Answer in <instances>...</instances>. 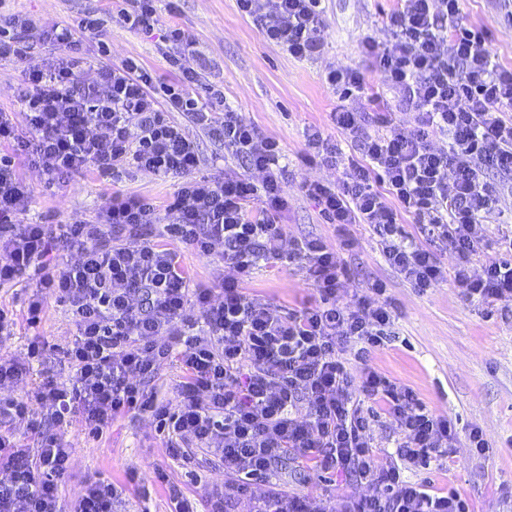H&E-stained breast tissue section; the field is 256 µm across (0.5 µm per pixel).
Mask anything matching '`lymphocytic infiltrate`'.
<instances>
[{"instance_id": "1", "label": "lymphocytic infiltrate", "mask_w": 512, "mask_h": 512, "mask_svg": "<svg viewBox=\"0 0 512 512\" xmlns=\"http://www.w3.org/2000/svg\"><path fill=\"white\" fill-rule=\"evenodd\" d=\"M322 0H237L260 23L267 41L294 58L316 53L323 39ZM388 35L366 37L373 69L395 94V105L359 108L369 97L363 72L337 67L324 81L340 104L330 117L346 139L318 129L306 133L305 158L335 167L336 182L305 181L300 191L335 225L338 247L312 238L284 242L280 143L227 106L223 88L202 85L181 53H165L179 75L155 85L128 59L99 68V86L81 87L75 47L100 33L87 13L41 36L58 50L47 67L26 73L17 112L0 110V285L36 279L27 308L36 325L48 300L66 304L76 328L65 351L69 383L45 377L30 399L0 398V422L37 425L34 405L47 407L59 427L81 421L98 434L128 411L148 413L167 434L173 459L193 449L218 456L226 479L208 492L206 512H331L327 500L291 495L273 483L285 456L324 473L359 478L371 494L346 498L342 512H469L454 492H429L402 479L397 466H376L366 437L370 415L362 401L383 403L400 436L401 461L425 467L448 456L455 434L449 420L430 413L408 387L370 366L351 373L346 352L381 346L394 326L383 282L353 302L337 299L344 273L341 251L354 246V224L368 225L385 261L413 288L427 291L454 280L468 300L491 306L512 296V238L489 227L512 199V68L498 63L485 29L467 26L459 0H400ZM203 94H196V87ZM179 112L224 144L237 168L195 177L197 146L168 119ZM438 136L447 148L433 147ZM27 155L47 187L92 168H127L178 180L166 211L144 198L117 197L97 221L24 223L28 192L14 171ZM264 171L255 184L249 170ZM422 224L429 245L404 236L400 222ZM158 224L199 254L224 247L222 299L194 288L175 253L142 236ZM77 250V262L50 258L56 247ZM455 258L454 266L442 254ZM483 273H471L474 260ZM305 270L320 301L284 313L246 287L260 264ZM177 359L183 372L176 405L158 401L146 382L161 362ZM71 451L40 432L36 452L0 434V512H112L119 495L111 481H88L63 509L59 488ZM268 490L253 496L255 481Z\"/></svg>"}]
</instances>
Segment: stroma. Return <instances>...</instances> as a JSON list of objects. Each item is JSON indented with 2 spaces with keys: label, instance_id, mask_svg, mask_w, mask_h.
<instances>
[{
  "label": "stroma",
  "instance_id": "obj_1",
  "mask_svg": "<svg viewBox=\"0 0 512 512\" xmlns=\"http://www.w3.org/2000/svg\"><path fill=\"white\" fill-rule=\"evenodd\" d=\"M323 5V47L310 60L296 59L286 48L267 41L260 25L239 12L236 0H159L154 29L148 33L123 23L119 15L123 0H0V14L25 15L48 29L73 23L84 12H98L100 40H82L77 49L83 61L81 79L91 86L103 62L118 64L128 58L136 59L157 81L175 82L177 76L163 57L167 45L162 36L174 26L184 30L202 82L223 86L227 104L280 143L282 188L288 197L280 222L286 240L318 238L333 246L335 225L323 221L318 206L299 192L297 184L304 179L333 183L337 173L305 162V133L314 126L334 141L343 139L330 122L338 99L324 81L329 69L362 71L373 88L383 90L384 101H391V93L383 89V76L371 69L362 41L369 35L383 38L397 0H324ZM459 7L466 24L489 31L498 62L512 67V14L499 0H460ZM27 44L24 59L0 60L2 109H16V95L28 69L45 66L55 54L54 46L38 37L29 38ZM171 119L197 146L198 175L222 172L223 144L181 113H172ZM16 175L31 197L24 219L40 224L97 220L117 195L142 197L162 206L176 189L175 180L147 171L131 170L112 178L89 169L66 177L61 188H49L39 169L25 159L17 163ZM351 233L356 244L342 254L345 272L338 300L348 302L380 280L386 283L394 307V334L384 347L369 354V366L412 388L429 411L455 427V446L449 456L426 469L401 465L403 479L437 492L455 491L468 501L472 512H512V297L502 298L490 309L466 301L451 280L419 292L386 263L368 226L353 225ZM165 245L179 256L193 287H218L224 277L222 246L200 255L173 238L166 239ZM248 291L285 311L318 300L305 273L293 265L259 267ZM27 295L24 286H0V309L16 323L13 335L0 338V356L28 368L22 382L0 390L5 397H30L45 375L60 383L71 375L65 350L75 328L66 308L48 301L40 324L31 328L26 323ZM35 335L48 342L38 359L27 354ZM370 408L375 418L367 436L375 448V462H396L399 435L380 403H371ZM475 429L489 444L485 454L474 453L470 446ZM58 433L72 450L69 474L60 490L67 506L92 478L122 487L117 512H171L168 483L177 484L190 501L201 502L209 488L224 481L223 463L201 451H194L189 466L171 459L166 440L149 415L129 412L114 419L98 437L78 423L59 428ZM159 469L167 474V482L156 479ZM276 481L286 492L335 504L371 492L369 486L344 475L315 473L288 460L279 465Z\"/></svg>",
  "mask_w": 512,
  "mask_h": 512
}]
</instances>
